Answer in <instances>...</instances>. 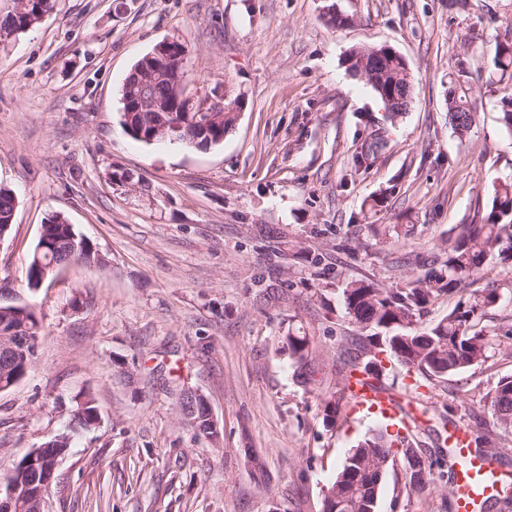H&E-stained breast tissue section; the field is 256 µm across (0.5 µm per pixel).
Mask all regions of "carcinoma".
<instances>
[{
	"label": "carcinoma",
	"mask_w": 512,
	"mask_h": 512,
	"mask_svg": "<svg viewBox=\"0 0 512 512\" xmlns=\"http://www.w3.org/2000/svg\"><path fill=\"white\" fill-rule=\"evenodd\" d=\"M27 0L23 11H8L0 15V40L26 29L40 20L42 2ZM366 61L364 71L374 68L378 61L384 68L404 72L403 55L390 46L360 47L350 53V59ZM494 67L512 70V42L496 44ZM145 68L138 60L121 88L126 98L138 85ZM470 71L461 64L448 76V118L459 134L466 133L474 120L468 105L466 87ZM378 96L396 92L404 97L414 81L401 78L396 88L377 86L367 79ZM499 120L512 135V91L506 90L498 101ZM15 208L12 192L0 187V225L9 223ZM497 255L500 262L512 265V179L493 187L490 206L481 224L463 228L459 237L448 245V252L439 267L425 278L408 281L395 288H383L369 278L349 281L342 289L345 312L356 324L372 330L345 364L348 368L339 389V399L352 398L350 379L359 373L371 379L375 387L386 390L382 382L385 372L380 355L395 359L407 371H416L428 380H439L465 371L486 361L493 349L494 337L478 327V314L495 305L496 289L474 291L459 300L455 307L434 325L421 330L413 328L428 305L441 295L450 297L463 291L462 285L483 266L487 257ZM14 335L31 341L27 346L28 364H33L41 338L39 324L30 321L14 325ZM283 349L298 364L302 383L315 381L318 368L309 359V341L304 336H286ZM489 410L496 430L495 437L505 440L512 436V377L497 383L488 399ZM403 465L406 493L423 490L433 482L435 471L455 470L460 464L457 454L450 450L434 459L424 460L406 438H392L386 433L375 434L350 449L333 484L328 488L331 497L323 500L322 512H378V498L384 477L397 464Z\"/></svg>",
	"instance_id": "1"
}]
</instances>
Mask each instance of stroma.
<instances>
[{
    "instance_id": "35a3bbf8",
    "label": "stroma",
    "mask_w": 512,
    "mask_h": 512,
    "mask_svg": "<svg viewBox=\"0 0 512 512\" xmlns=\"http://www.w3.org/2000/svg\"><path fill=\"white\" fill-rule=\"evenodd\" d=\"M335 3L348 25L327 22L325 0H55L0 46V186L15 196L0 284L6 302L33 308L42 334L28 374L0 391V479L85 399L100 413L74 434L46 512H268L274 502L321 512L347 450L385 426L347 403L325 418L361 336L340 292L362 277L387 288L424 277L512 178L497 111L512 80H488L496 43L512 39V0ZM176 38L189 48V91L239 103L220 145L147 144L123 128L125 78ZM372 45L395 48L415 76L393 124L347 62ZM462 60L475 111L463 135L447 106ZM380 127L384 146L350 175ZM380 194L384 206L363 218ZM55 213L109 266L72 264L33 290L28 264ZM484 288L499 294L480 319L497 345L487 362L423 381L427 424L407 437L424 454H437L445 422L494 432L487 395L512 376V270L487 260L464 285ZM291 332L320 365L315 385L299 383L282 349ZM183 388L205 397L218 440L181 424ZM403 483L402 470L388 472L378 512H450L454 473L414 494Z\"/></svg>"
}]
</instances>
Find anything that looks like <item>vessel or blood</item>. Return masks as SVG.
I'll use <instances>...</instances> for the list:
<instances>
[{
    "label": "vessel or blood",
    "mask_w": 512,
    "mask_h": 512,
    "mask_svg": "<svg viewBox=\"0 0 512 512\" xmlns=\"http://www.w3.org/2000/svg\"><path fill=\"white\" fill-rule=\"evenodd\" d=\"M353 405L362 410H379L405 425L414 422L411 409L366 384L355 386ZM448 444L463 460L456 472V512H476L480 503L497 491L501 473L492 461L474 454L472 434L467 425L459 424L449 429Z\"/></svg>",
    "instance_id": "obj_1"
}]
</instances>
